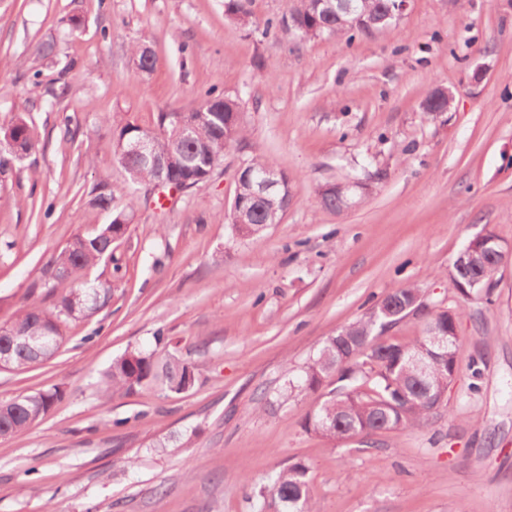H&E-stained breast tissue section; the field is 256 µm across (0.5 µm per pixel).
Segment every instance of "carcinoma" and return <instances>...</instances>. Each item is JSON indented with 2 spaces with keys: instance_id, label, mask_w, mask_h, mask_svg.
<instances>
[{
  "instance_id": "1",
  "label": "carcinoma",
  "mask_w": 512,
  "mask_h": 512,
  "mask_svg": "<svg viewBox=\"0 0 512 512\" xmlns=\"http://www.w3.org/2000/svg\"><path fill=\"white\" fill-rule=\"evenodd\" d=\"M249 2L224 0L225 16L237 25L248 26ZM285 4V12L277 21L266 23L263 35L281 29L294 30L302 39L345 35L351 38L356 32H365L357 22L358 16L383 13L392 0H285ZM421 108L431 115L448 108V99L434 89L422 101ZM232 112H238L237 101L210 90L196 109L201 120L180 140L171 134L174 112L160 113L156 127L151 130L132 122L121 123L115 129L114 156L130 183L157 179L158 171L152 160L126 152L128 141L146 138L154 157L165 163L169 180L185 188L195 187L208 179L223 159L224 149L242 136L239 124L229 123ZM8 132L13 139L22 140L28 150L35 148L31 126L24 118H17ZM266 169L277 170L275 162L256 158L236 177V203L231 205L229 224L237 234L260 236V225L280 222L284 204L293 198L292 180L288 177L272 201L254 196L253 182L246 173L259 176ZM352 198L353 189L347 185L337 187L334 198L319 191L321 206L330 211H342ZM87 205L108 213L110 221L87 235L74 237L43 268L40 282L56 295L53 308L25 306L8 325L0 327V348L12 350V370L28 369L35 361L31 353L18 346L17 337L25 336L31 342L49 341V347L40 352V360L47 361L65 340L64 325L68 321L92 318L111 299L112 281H82L78 274L104 259H112L113 244L127 231V225L116 223V218H129L135 199L131 197L122 208H117L111 184L101 181L87 193ZM487 250L490 259L486 262L476 266L455 260L448 270L450 280L465 300L480 296L490 299L493 276L506 257L507 245L491 233ZM413 311L424 317V335L409 342L382 339L387 328ZM434 326L450 331L448 348L423 370L420 362L427 359L432 349L429 331ZM459 350L455 316L451 312L430 308L418 288H394L362 318L328 337L301 373L288 380L281 397L286 401L297 390H315L334 375L336 386L329 391V398L304 418L307 431L335 440L421 427L443 402ZM153 381L180 394L193 387L195 373L189 363L174 355L159 359L152 353L131 349L112 362L104 376L100 397L108 400L118 391H132ZM61 397L62 390L54 386L0 403V437L23 432L43 418ZM307 474L308 468L302 462L279 471L260 512H315Z\"/></svg>"
}]
</instances>
